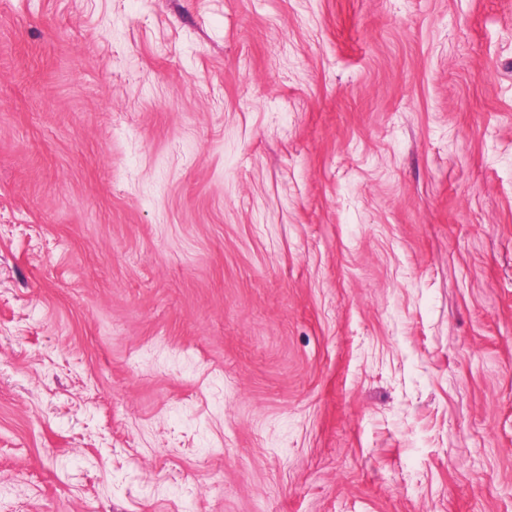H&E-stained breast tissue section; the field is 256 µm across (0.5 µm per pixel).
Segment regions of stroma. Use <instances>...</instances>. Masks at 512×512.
<instances>
[{
	"instance_id": "obj_1",
	"label": "stroma",
	"mask_w": 512,
	"mask_h": 512,
	"mask_svg": "<svg viewBox=\"0 0 512 512\" xmlns=\"http://www.w3.org/2000/svg\"><path fill=\"white\" fill-rule=\"evenodd\" d=\"M0 512H512V0H0Z\"/></svg>"
}]
</instances>
